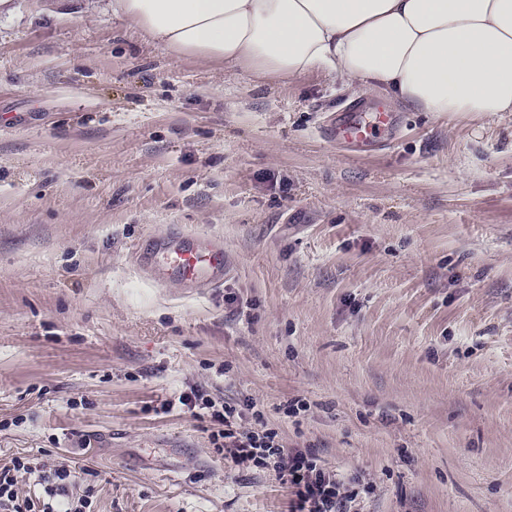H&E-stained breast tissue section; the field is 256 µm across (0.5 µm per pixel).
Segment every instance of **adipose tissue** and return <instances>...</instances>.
Listing matches in <instances>:
<instances>
[{
	"label": "adipose tissue",
	"mask_w": 512,
	"mask_h": 512,
	"mask_svg": "<svg viewBox=\"0 0 512 512\" xmlns=\"http://www.w3.org/2000/svg\"><path fill=\"white\" fill-rule=\"evenodd\" d=\"M174 57L322 71L419 112H512V0H112Z\"/></svg>",
	"instance_id": "1"
}]
</instances>
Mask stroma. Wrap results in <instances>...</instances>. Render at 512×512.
Returning <instances> with one entry per match:
<instances>
[{
	"instance_id": "obj_1",
	"label": "stroma",
	"mask_w": 512,
	"mask_h": 512,
	"mask_svg": "<svg viewBox=\"0 0 512 512\" xmlns=\"http://www.w3.org/2000/svg\"><path fill=\"white\" fill-rule=\"evenodd\" d=\"M403 133L319 130L361 98ZM224 243L219 288L134 247ZM204 388L348 481L357 512H512V115L437 117L314 71L172 57L107 0L0 16V466L89 512H292L215 448ZM170 411H163L167 401Z\"/></svg>"
}]
</instances>
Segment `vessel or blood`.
<instances>
[{
    "instance_id": "b4317fda",
    "label": "vessel or blood",
    "mask_w": 512,
    "mask_h": 512,
    "mask_svg": "<svg viewBox=\"0 0 512 512\" xmlns=\"http://www.w3.org/2000/svg\"><path fill=\"white\" fill-rule=\"evenodd\" d=\"M395 124L389 112L372 111L369 104L346 106L321 129L323 138L360 153L385 149L386 131ZM139 267L157 283L174 281L185 288L223 285L227 259L221 240L174 232L153 237L135 251Z\"/></svg>"
}]
</instances>
